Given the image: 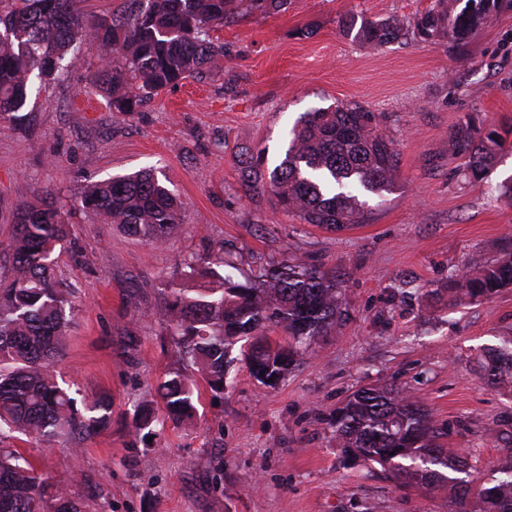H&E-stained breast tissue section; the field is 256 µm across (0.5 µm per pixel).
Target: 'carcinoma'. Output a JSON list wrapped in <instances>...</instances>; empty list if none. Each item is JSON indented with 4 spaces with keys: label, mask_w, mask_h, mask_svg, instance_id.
<instances>
[{
    "label": "carcinoma",
    "mask_w": 512,
    "mask_h": 512,
    "mask_svg": "<svg viewBox=\"0 0 512 512\" xmlns=\"http://www.w3.org/2000/svg\"><path fill=\"white\" fill-rule=\"evenodd\" d=\"M79 0H0V121L24 120L32 74L51 77L82 39L109 43L124 58L106 61L97 83L112 111H140L144 100L180 81L216 67L227 56L210 31L237 15L279 11L287 0H125V9L90 21ZM512 0H465L459 11L448 0L434 4L408 29L395 18L369 19L354 13L339 20L342 33L363 46L400 42L409 33L425 39L448 37L459 47L494 12ZM454 151L467 158L471 178H483L502 146L495 129L478 133L470 122L451 136ZM399 153L379 130V119L359 107L317 109L300 116L281 163L264 176L261 155L241 161L242 189L270 185L281 210L307 224L340 231L367 217L360 191L377 194L394 181ZM82 208L106 217L124 233L154 245L168 241L182 223L170 191L149 172L128 174L90 186ZM69 237V225L50 197L22 205L7 250L10 275L0 280V441L18 434L51 447L78 448L106 429L109 406L77 404L58 383L51 365L64 348L71 318L70 292L54 275V251ZM217 253L203 267L184 260L188 288L174 293L161 320L178 337L183 359L211 392H224V376L234 340L247 343L252 375L274 387L296 364L300 352L339 322L342 289L320 268L294 260L239 280L224 273ZM512 286V250L489 263L474 258L466 274L448 282V305L487 300ZM279 329L288 341L276 345L268 332ZM482 377L490 385L512 384V336L486 349ZM168 418L192 419L198 394L183 369L161 383ZM158 418L138 408L132 429L154 435ZM336 444L348 456L376 463L407 485L448 491L454 512H512V459L477 487L461 477L464 460L440 444L445 432L431 412L400 389L371 386L355 391L336 409ZM48 485L33 460L18 448L0 446V512H84L83 504L61 493L47 499Z\"/></svg>",
    "instance_id": "cac0c4a2"
}]
</instances>
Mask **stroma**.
Wrapping results in <instances>:
<instances>
[{
  "instance_id": "35a3bbf8",
  "label": "stroma",
  "mask_w": 512,
  "mask_h": 512,
  "mask_svg": "<svg viewBox=\"0 0 512 512\" xmlns=\"http://www.w3.org/2000/svg\"><path fill=\"white\" fill-rule=\"evenodd\" d=\"M432 2L288 0L229 20L214 32L228 50L218 68L128 115L93 83L102 61H123L106 47L82 44L54 80L31 78L22 128L0 127V244L20 206L56 197L71 235L55 271L73 312L54 369L86 400L106 399L111 421L77 453L16 446L87 512H448L444 492L401 487L337 447L332 416L367 385L402 387L430 409L475 483L512 453V387L481 376L485 346L512 334V287L455 307L446 291L472 258L512 244V148L476 181L449 142L466 121L512 128V10L462 49L414 35L366 48L338 27L350 11L410 24ZM341 103L379 115L400 157L391 190L368 197L365 223L329 232L280 210L271 190L243 192L242 152L264 151L272 171L303 113ZM143 169L183 204L162 247L80 207L89 186ZM221 249L239 279L294 259L332 272L343 326L274 388L233 349L223 395L202 391L193 422L135 437V409L165 416L158 384L181 364L159 318L169 286L184 259Z\"/></svg>"
}]
</instances>
